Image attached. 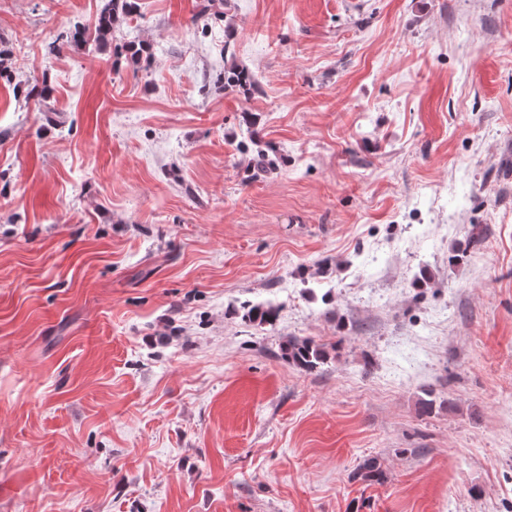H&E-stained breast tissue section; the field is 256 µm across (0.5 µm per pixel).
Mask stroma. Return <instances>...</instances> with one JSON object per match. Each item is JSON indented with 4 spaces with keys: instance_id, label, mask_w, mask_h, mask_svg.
Masks as SVG:
<instances>
[{
    "instance_id": "35a3bbf8",
    "label": "stroma",
    "mask_w": 512,
    "mask_h": 512,
    "mask_svg": "<svg viewBox=\"0 0 512 512\" xmlns=\"http://www.w3.org/2000/svg\"><path fill=\"white\" fill-rule=\"evenodd\" d=\"M199 3L0 0V512H512V0ZM136 10L134 0H104L93 29L77 23L61 39L65 37L68 44L77 47L85 46L91 41L105 46L109 37L112 38V31L119 21L134 14ZM259 80L247 69H230L224 72V87L238 88L244 95H249L251 91L258 90ZM282 357L293 366L305 370L313 371L327 360L326 350L310 341L299 340L296 338L288 339L281 347Z\"/></svg>"
}]
</instances>
